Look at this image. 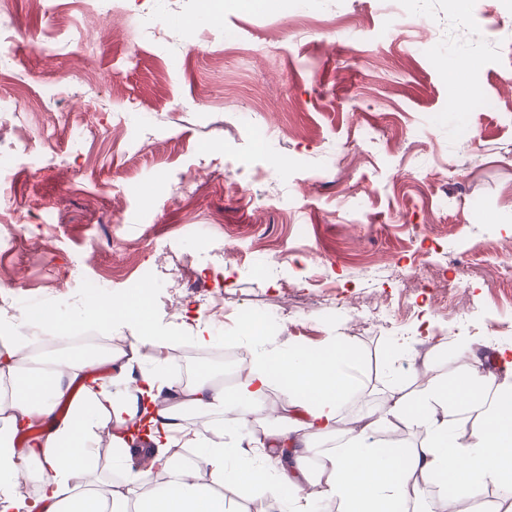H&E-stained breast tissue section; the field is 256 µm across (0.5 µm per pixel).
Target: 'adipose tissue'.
<instances>
[{"label": "adipose tissue", "mask_w": 512, "mask_h": 512, "mask_svg": "<svg viewBox=\"0 0 512 512\" xmlns=\"http://www.w3.org/2000/svg\"><path fill=\"white\" fill-rule=\"evenodd\" d=\"M58 320L44 309L38 335L15 332L0 312V512H236L221 491L246 485L285 496L291 512H315L317 502L338 512H405L420 507L424 486L444 488L440 512H458L459 493L491 483L512 491V380H496L481 364L451 378H430L410 394L392 393L381 413L340 428L339 407L353 390L342 345L292 354L255 352L245 377L225 389L208 366L192 381L143 368L144 348H168L170 336L156 321H141L133 302L105 304L97 322L129 329L123 346L103 354L64 359L34 356L54 342ZM110 371L107 384L80 394L73 386L92 364ZM285 400L270 424L256 428L249 415L273 386ZM147 423L158 450L156 473L128 471V434ZM418 428L409 452L387 448L375 434L382 423ZM234 430L232 441L225 431ZM319 439L335 441L320 470L299 494V462ZM112 450V478L91 468L101 442ZM191 449L192 459L162 458L161 449ZM276 459L271 476L262 458ZM210 480L202 482L200 470ZM37 486L25 499L15 489Z\"/></svg>", "instance_id": "ef3b65f1"}]
</instances>
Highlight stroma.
I'll use <instances>...</instances> for the list:
<instances>
[{"label": "stroma", "mask_w": 512, "mask_h": 512, "mask_svg": "<svg viewBox=\"0 0 512 512\" xmlns=\"http://www.w3.org/2000/svg\"><path fill=\"white\" fill-rule=\"evenodd\" d=\"M401 8L406 25L385 39L384 0H228L217 23L200 0L105 14L14 0L0 14V157L19 233L0 248L14 283L0 305L78 321L86 283L106 281L109 301L148 286L175 342L145 363L179 359L189 374L202 361L190 324L248 353L240 310H280L283 348L344 339L346 419L368 397L477 359L492 368L512 345L499 274L512 255V0ZM457 57L473 65L455 83ZM177 258L191 267L175 289ZM412 269L446 280L470 314L405 289Z\"/></svg>", "instance_id": "1"}]
</instances>
